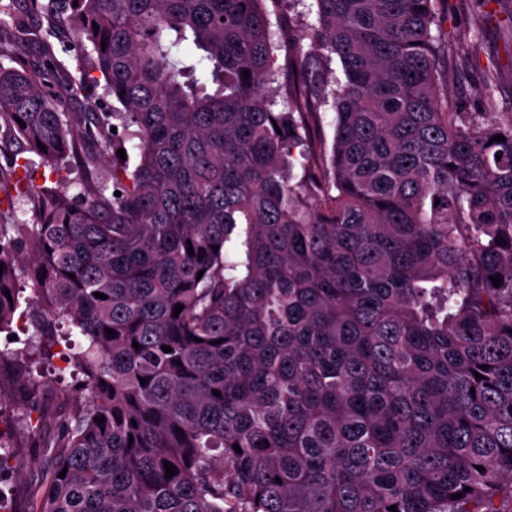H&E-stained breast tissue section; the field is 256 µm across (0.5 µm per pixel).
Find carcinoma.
<instances>
[{
    "instance_id": "1",
    "label": "carcinoma",
    "mask_w": 512,
    "mask_h": 512,
    "mask_svg": "<svg viewBox=\"0 0 512 512\" xmlns=\"http://www.w3.org/2000/svg\"><path fill=\"white\" fill-rule=\"evenodd\" d=\"M70 2L111 112L64 111L50 87L68 72L30 57L50 56L42 26L0 5V128L55 174L80 157L74 196L0 168L5 198L31 204L29 221L0 210V333L35 327L0 350V473L33 464L46 483L9 512H505L499 72L482 111L448 109L437 0H312L300 17L292 0ZM59 325L79 376L56 392L34 370L60 356Z\"/></svg>"
}]
</instances>
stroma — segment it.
<instances>
[{"mask_svg":"<svg viewBox=\"0 0 512 512\" xmlns=\"http://www.w3.org/2000/svg\"><path fill=\"white\" fill-rule=\"evenodd\" d=\"M442 29L448 36V106L469 112L480 109L481 76L491 61H498L502 81L494 93L495 109L512 113V34L502 22L497 0H439ZM54 60L70 73L72 85H59L56 97L68 112H108L113 101L105 96L99 71L87 65L90 43L80 42L74 29L57 25L50 38Z\"/></svg>","mask_w":512,"mask_h":512,"instance_id":"1","label":"stroma"}]
</instances>
